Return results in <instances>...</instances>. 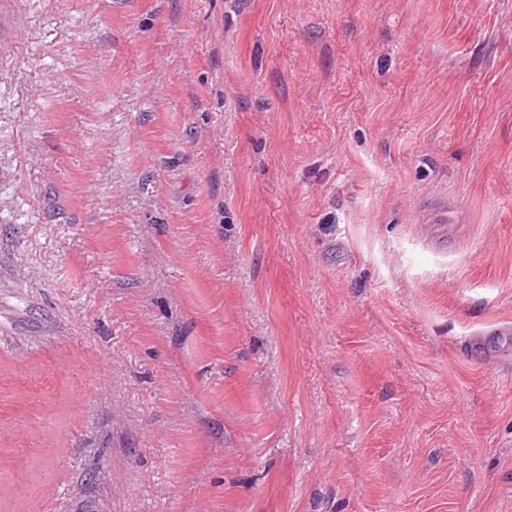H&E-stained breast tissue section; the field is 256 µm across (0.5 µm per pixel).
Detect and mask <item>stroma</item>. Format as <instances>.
<instances>
[{"label": "stroma", "mask_w": 512, "mask_h": 512, "mask_svg": "<svg viewBox=\"0 0 512 512\" xmlns=\"http://www.w3.org/2000/svg\"><path fill=\"white\" fill-rule=\"evenodd\" d=\"M0 512H512V0H0Z\"/></svg>", "instance_id": "1"}]
</instances>
